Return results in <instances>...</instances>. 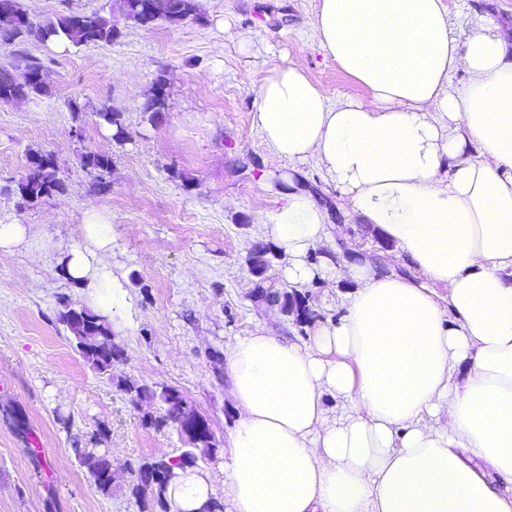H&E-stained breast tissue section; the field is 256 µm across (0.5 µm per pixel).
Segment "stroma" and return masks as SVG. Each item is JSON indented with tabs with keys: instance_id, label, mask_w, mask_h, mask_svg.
Here are the masks:
<instances>
[{
	"instance_id": "1",
	"label": "stroma",
	"mask_w": 512,
	"mask_h": 512,
	"mask_svg": "<svg viewBox=\"0 0 512 512\" xmlns=\"http://www.w3.org/2000/svg\"><path fill=\"white\" fill-rule=\"evenodd\" d=\"M21 2L37 22L112 14L122 35L61 49L34 39L0 46V67L19 73L40 62L48 87L43 96L0 103V224L27 228L0 258V512H139L126 462L177 454L186 444L173 426L146 425L145 415L163 408L132 404L127 383L176 390L207 418L220 454L198 466L223 489V453L237 422L227 378L234 342L257 330L306 340L340 317L336 301L354 289L341 254L333 275L294 288L280 276L283 258L260 278L250 268L254 228L281 205L270 180L279 163L252 122L250 79L301 59L330 98H362L366 90L318 48L319 0H200L197 18L150 27L118 16L116 0ZM443 3L458 33L485 23L512 30V0ZM160 77L167 108L154 120L143 107ZM105 106L120 111L124 140L100 123L96 111ZM36 151L55 157L65 191L28 204L16 186ZM88 152L112 159L106 190H96L81 165ZM296 181L330 203L334 238L391 269L389 246L314 164L299 165ZM91 209L109 223L113 275L132 306L131 324L110 319L123 357L108 378L58 321L66 302L104 309L101 290L77 287L61 270L66 250L87 240ZM292 288L307 319L264 297ZM99 429L102 440L91 444ZM88 446L116 460L111 494L78 462L76 449Z\"/></svg>"
}]
</instances>
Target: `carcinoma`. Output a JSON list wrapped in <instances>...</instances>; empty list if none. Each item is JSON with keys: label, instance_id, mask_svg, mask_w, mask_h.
<instances>
[{"label": "carcinoma", "instance_id": "carcinoma-1", "mask_svg": "<svg viewBox=\"0 0 512 512\" xmlns=\"http://www.w3.org/2000/svg\"><path fill=\"white\" fill-rule=\"evenodd\" d=\"M120 11L124 17L140 26H152L158 21L179 24L199 15V0H121ZM0 13L14 18L15 25L0 41L7 45L23 42L33 37L42 42H65L70 46H83L98 43H112L120 35V30L112 16L93 12L91 14L60 15L54 20L33 22L23 9L20 0H0ZM48 92L45 82L35 79L24 80L16 72L0 73V102L10 103L18 99L40 96ZM98 117L115 128V136L123 138L125 128L120 112L102 108ZM83 167L96 174L95 186L101 190L108 185L106 177L111 171L112 159L98 153L82 156ZM21 198L30 203H38L45 198L64 192L63 180L59 177V167L53 155L41 152L29 156L27 174L17 183ZM275 253L264 245H256L249 256L252 272L261 277L271 265ZM265 297L281 304L287 314L299 312L295 295L287 291L267 292ZM59 320L73 336L76 347L83 358L90 362L101 375H109L115 362L122 359L121 348L112 339V329L108 317L86 308H75L63 303ZM124 391L134 404L147 399L159 398L164 405V414L158 417L149 415L145 423L160 429L168 424L181 429L186 416L196 414L184 397L171 390L159 393L145 386L126 384ZM202 430L184 434L188 448L176 455L142 458L130 461L126 469L133 477L131 494L139 503L141 512H155L159 508L165 512L169 508L167 489L177 477L176 470L198 466L200 459L216 453L213 435L206 418L198 416ZM78 462L87 469L96 488L103 494L112 490L114 473L112 459L108 454L92 451L78 452Z\"/></svg>", "mask_w": 512, "mask_h": 512}]
</instances>
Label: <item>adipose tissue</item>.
I'll list each match as a JSON object with an SVG mask.
<instances>
[{
  "label": "adipose tissue",
  "instance_id": "adipose-tissue-1",
  "mask_svg": "<svg viewBox=\"0 0 512 512\" xmlns=\"http://www.w3.org/2000/svg\"><path fill=\"white\" fill-rule=\"evenodd\" d=\"M314 28L367 95L331 102L300 62L252 79L253 122L288 165L255 234L288 283L333 273L329 215L291 176L311 161L412 273L360 259L335 324L235 341L220 491L230 512H512V42L456 34L443 0H320ZM87 223L65 273L95 288L112 246ZM216 491L193 468L167 497L202 512Z\"/></svg>",
  "mask_w": 512,
  "mask_h": 512
}]
</instances>
